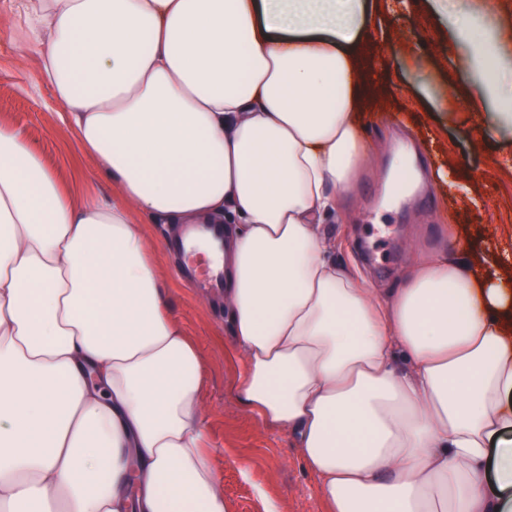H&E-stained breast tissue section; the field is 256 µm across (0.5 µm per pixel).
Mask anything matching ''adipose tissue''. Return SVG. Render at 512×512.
Returning <instances> with one entry per match:
<instances>
[{
	"label": "adipose tissue",
	"mask_w": 512,
	"mask_h": 512,
	"mask_svg": "<svg viewBox=\"0 0 512 512\" xmlns=\"http://www.w3.org/2000/svg\"><path fill=\"white\" fill-rule=\"evenodd\" d=\"M379 0H0L115 191L78 194L0 124V512H227L142 219L232 216L241 407L287 434L325 512H512V255L442 251L394 288L321 218L373 155ZM494 0L452 21L467 100L512 112Z\"/></svg>",
	"instance_id": "obj_1"
}]
</instances>
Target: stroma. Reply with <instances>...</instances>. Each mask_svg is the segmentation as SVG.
<instances>
[{
  "instance_id": "35a3bbf8",
  "label": "stroma",
  "mask_w": 512,
  "mask_h": 512,
  "mask_svg": "<svg viewBox=\"0 0 512 512\" xmlns=\"http://www.w3.org/2000/svg\"><path fill=\"white\" fill-rule=\"evenodd\" d=\"M400 35L389 50L372 49L380 82L363 103L362 127L368 145L387 143L409 152L419 180L400 200L385 199L388 155H379L344 195L341 216L324 222L376 288L397 283L420 256L468 250L492 257L512 253V130L486 133L483 113L466 103L465 89L476 70L448 64L454 52L442 18L416 0L406 12L386 0L372 38ZM19 35L0 27V123L22 129L60 178L82 176L85 189L111 193L93 160L74 135L62 131L50 89L39 81L41 59L18 58ZM455 171L467 195H448L432 180L434 167ZM172 225L144 226L171 292L174 312L204 356L201 399L215 452L213 464L224 485L229 512H264L265 499L280 512H322L314 479L301 467L287 435L263 428L236 402L231 384L240 355L229 345L224 298L189 288L176 268L184 262L169 246ZM249 476H242L241 468Z\"/></svg>"
}]
</instances>
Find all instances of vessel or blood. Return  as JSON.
<instances>
[{"mask_svg": "<svg viewBox=\"0 0 512 512\" xmlns=\"http://www.w3.org/2000/svg\"><path fill=\"white\" fill-rule=\"evenodd\" d=\"M187 260L185 277L198 292H218L224 287V244L220 225L202 224L188 230L180 241Z\"/></svg>", "mask_w": 512, "mask_h": 512, "instance_id": "b4317fda", "label": "vessel or blood"}]
</instances>
